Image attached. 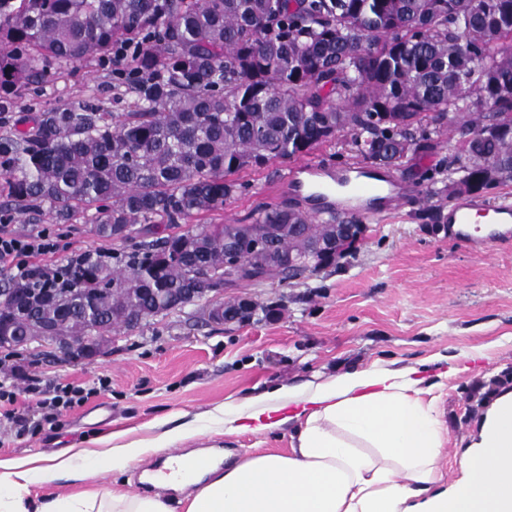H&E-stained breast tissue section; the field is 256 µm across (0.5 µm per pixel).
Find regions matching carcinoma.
Wrapping results in <instances>:
<instances>
[{"instance_id": "obj_1", "label": "carcinoma", "mask_w": 512, "mask_h": 512, "mask_svg": "<svg viewBox=\"0 0 512 512\" xmlns=\"http://www.w3.org/2000/svg\"><path fill=\"white\" fill-rule=\"evenodd\" d=\"M123 111L91 98L0 124V223L44 205L73 223L92 216L117 238L104 261L87 255L51 283L1 289L46 299L13 320L22 336L62 304L66 336L138 329L159 316L155 288L224 287V241L261 237L252 276L303 277L338 224L291 205L239 224L182 228L247 187L238 175L308 155L351 136L358 156L401 166L432 136L448 156L428 178L443 200L512 181V0H0V111L48 74L116 59ZM155 238L148 239V234Z\"/></svg>"}]
</instances>
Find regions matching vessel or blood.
Returning <instances> with one entry per match:
<instances>
[{
    "label": "vessel or blood",
    "mask_w": 512,
    "mask_h": 512,
    "mask_svg": "<svg viewBox=\"0 0 512 512\" xmlns=\"http://www.w3.org/2000/svg\"><path fill=\"white\" fill-rule=\"evenodd\" d=\"M282 189L306 196L315 203L316 210L320 213L333 208L331 196L340 189L356 199L376 200L381 206L397 203L402 196V188L392 174L377 171L364 164H354L335 171L315 162L307 163L292 171ZM477 213L486 214L494 224L512 223L511 203L486 209L470 199L455 203L448 212V222L467 227Z\"/></svg>",
    "instance_id": "vessel-or-blood-1"
}]
</instances>
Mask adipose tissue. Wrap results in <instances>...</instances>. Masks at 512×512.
<instances>
[{
	"label": "adipose tissue",
	"mask_w": 512,
	"mask_h": 512,
	"mask_svg": "<svg viewBox=\"0 0 512 512\" xmlns=\"http://www.w3.org/2000/svg\"><path fill=\"white\" fill-rule=\"evenodd\" d=\"M256 399L244 430L270 433L297 424L288 453L257 452L185 473L158 472L153 494L103 490L98 477L124 472L152 447L77 451L48 464L23 459L0 472V512H512V392L494 396L462 475L442 484L445 433L435 403L409 371L363 369L318 383L289 403ZM86 481L70 495H32L62 474Z\"/></svg>",
	"instance_id": "adipose-tissue-1"
}]
</instances>
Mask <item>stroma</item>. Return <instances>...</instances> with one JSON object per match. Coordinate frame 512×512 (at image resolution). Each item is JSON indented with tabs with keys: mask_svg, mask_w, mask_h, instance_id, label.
<instances>
[{
	"mask_svg": "<svg viewBox=\"0 0 512 512\" xmlns=\"http://www.w3.org/2000/svg\"><path fill=\"white\" fill-rule=\"evenodd\" d=\"M90 95L107 103L117 97L111 69L91 63L53 75L39 90L15 99L11 110L29 115ZM447 154L442 144L415 153L396 170L405 199L366 218L364 241L335 265L283 286L225 289V300L250 298L275 308L273 317L215 324L202 300L133 331L114 329L104 354L90 363L65 358L46 344L12 350L11 362L26 370L17 382L18 408L38 415L36 398L27 391L33 378L73 382L91 395L60 423L41 424L20 439L0 433V460L94 448L115 433L162 449L167 432L184 424L194 434L179 445L182 453H285L293 445L291 427L267 435L229 433L228 412L277 388L305 396L318 382L346 371L418 368L445 430L442 480L457 479L458 461L487 405L497 393L512 390V224L489 241L420 219L427 177ZM302 162L298 156L248 173L247 191L197 216V223L234 224L257 206L290 202L291 194L277 187ZM12 229L63 234L77 252L116 247L91 234L88 225L58 224L47 213ZM102 379L109 382L103 392L97 389Z\"/></svg>",
	"mask_w": 512,
	"mask_h": 512,
	"instance_id": "stroma-1",
	"label": "stroma"
}]
</instances>
